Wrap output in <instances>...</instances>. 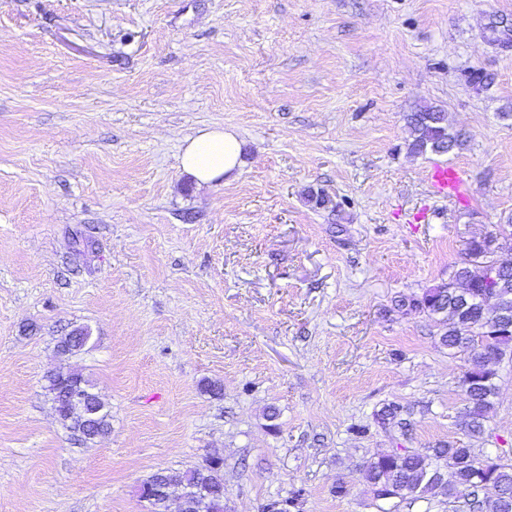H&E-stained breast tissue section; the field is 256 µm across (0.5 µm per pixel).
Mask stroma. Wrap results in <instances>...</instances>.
Listing matches in <instances>:
<instances>
[{
    "label": "stroma",
    "instance_id": "obj_1",
    "mask_svg": "<svg viewBox=\"0 0 512 512\" xmlns=\"http://www.w3.org/2000/svg\"><path fill=\"white\" fill-rule=\"evenodd\" d=\"M495 18L512 0H0V512H149L145 480L213 456L227 512L298 489L301 512H380L359 469L387 450L512 463V358L469 434L464 359L397 307L512 235ZM426 106L461 148L409 153ZM212 125L244 164L200 186L178 156ZM442 161L467 201L430 195ZM56 369L104 398L108 435L59 422ZM391 401L404 422L380 426Z\"/></svg>",
    "mask_w": 512,
    "mask_h": 512
}]
</instances>
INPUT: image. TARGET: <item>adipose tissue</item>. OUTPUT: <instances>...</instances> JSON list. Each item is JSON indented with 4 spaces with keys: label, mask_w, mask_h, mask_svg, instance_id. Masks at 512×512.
<instances>
[{
    "label": "adipose tissue",
    "mask_w": 512,
    "mask_h": 512,
    "mask_svg": "<svg viewBox=\"0 0 512 512\" xmlns=\"http://www.w3.org/2000/svg\"><path fill=\"white\" fill-rule=\"evenodd\" d=\"M243 141L235 131L208 126L188 137L179 155L181 168L199 184L234 177L242 166Z\"/></svg>",
    "instance_id": "ef3b65f1"
}]
</instances>
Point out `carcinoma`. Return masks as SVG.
I'll use <instances>...</instances> for the list:
<instances>
[{
	"instance_id": "1",
	"label": "carcinoma",
	"mask_w": 512,
	"mask_h": 512,
	"mask_svg": "<svg viewBox=\"0 0 512 512\" xmlns=\"http://www.w3.org/2000/svg\"><path fill=\"white\" fill-rule=\"evenodd\" d=\"M411 132L408 149L415 154L428 151L447 153L461 145L460 135L451 131L447 113L426 107L407 118ZM484 242L469 243L466 262L451 281L427 289L421 297L401 301L405 311L441 317V340L452 355L464 357L468 367L463 374L465 394L464 426L470 433L481 432L497 394L496 372L492 364L512 351V266L501 269L488 282L489 268L477 273ZM84 330L74 329L60 337L57 345L69 348L74 356L83 350ZM77 384L92 390L89 380L75 371H59L46 386L61 424L70 431L80 422L69 418L63 385ZM170 484L187 489L192 497L185 512H226L224 484L195 468L185 472L162 470L155 473ZM361 478L378 498L391 492L404 501L416 502L426 494H441L450 499L472 498L473 512H512V464L501 457L476 460L473 449L448 445L446 448H394L369 461ZM492 488L494 495L483 491Z\"/></svg>"
}]
</instances>
